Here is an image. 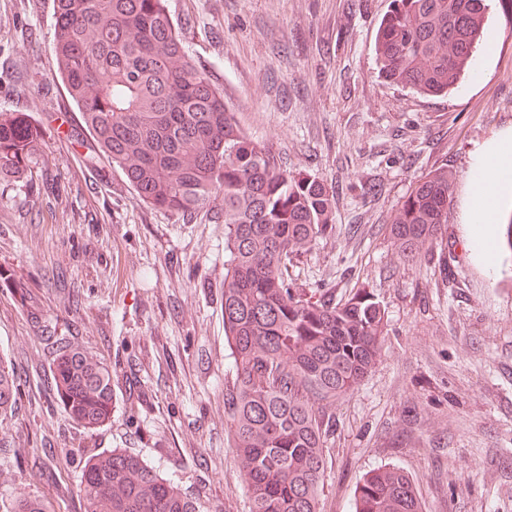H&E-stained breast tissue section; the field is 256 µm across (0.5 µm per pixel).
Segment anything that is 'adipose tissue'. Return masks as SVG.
Wrapping results in <instances>:
<instances>
[{
  "label": "adipose tissue",
  "mask_w": 512,
  "mask_h": 512,
  "mask_svg": "<svg viewBox=\"0 0 512 512\" xmlns=\"http://www.w3.org/2000/svg\"><path fill=\"white\" fill-rule=\"evenodd\" d=\"M471 177L476 195L470 207L469 220L477 235L474 243L481 251L486 265H493L496 254L488 243V232L498 214L500 189L512 183V166H503V157L512 156V140L498 139L476 147Z\"/></svg>",
  "instance_id": "ef3b65f1"
}]
</instances>
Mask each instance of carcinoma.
Returning <instances> with one entry per match:
<instances>
[{
    "label": "carcinoma",
    "mask_w": 512,
    "mask_h": 512,
    "mask_svg": "<svg viewBox=\"0 0 512 512\" xmlns=\"http://www.w3.org/2000/svg\"><path fill=\"white\" fill-rule=\"evenodd\" d=\"M374 50L381 77L424 95L447 92L471 69L486 0H393ZM59 75L94 143L142 201L190 216L224 218V371L228 443L247 486L249 512H320L336 425L332 406L375 366L387 320L374 294L336 299L294 285L289 267L333 230L334 195L305 170L281 167L248 136L194 64L166 0H54ZM29 127L0 111V178L23 169ZM451 176L419 181L387 225L415 256L448 223ZM57 399L93 431L112 417V370L56 343ZM20 380L0 356V418L12 415ZM81 512H198L179 477L126 448L82 465ZM8 512H54L21 493ZM355 512H422L411 475L379 467L356 489Z\"/></svg>",
    "instance_id": "cac0c4a2"
}]
</instances>
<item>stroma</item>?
<instances>
[{
    "label": "stroma",
    "instance_id": "stroma-1",
    "mask_svg": "<svg viewBox=\"0 0 512 512\" xmlns=\"http://www.w3.org/2000/svg\"><path fill=\"white\" fill-rule=\"evenodd\" d=\"M391 0H168L195 64L243 130L321 178L335 228L291 270L306 288L383 302L372 371L337 400L322 512H352L380 466L423 512H512V255L486 267L467 221L476 146L512 133V0H488L475 55L447 94L384 82L374 36ZM0 111L21 115L28 174L0 181V350L21 375L0 422V512L17 493L79 512L85 456L127 448L177 474L200 512H248L228 446L224 221L142 202L90 137L58 74L53 0H0ZM455 175L448 222L403 257L385 228L414 184ZM112 368V418L84 431L49 398L46 339Z\"/></svg>",
    "mask_w": 512,
    "mask_h": 512
}]
</instances>
